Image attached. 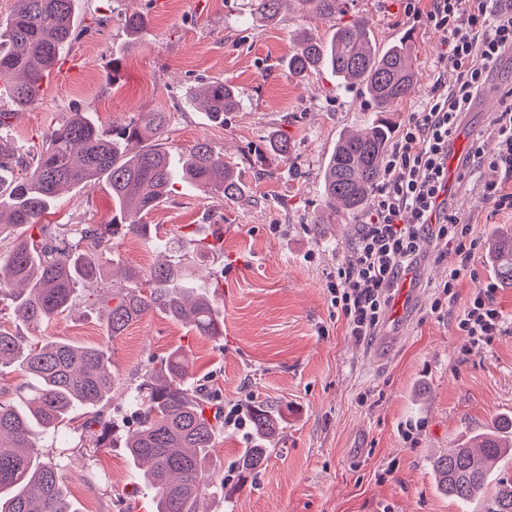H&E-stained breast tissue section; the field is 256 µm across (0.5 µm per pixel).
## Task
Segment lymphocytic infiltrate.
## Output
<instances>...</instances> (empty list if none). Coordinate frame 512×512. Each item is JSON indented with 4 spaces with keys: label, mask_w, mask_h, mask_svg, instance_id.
<instances>
[{
    "label": "lymphocytic infiltrate",
    "mask_w": 512,
    "mask_h": 512,
    "mask_svg": "<svg viewBox=\"0 0 512 512\" xmlns=\"http://www.w3.org/2000/svg\"><path fill=\"white\" fill-rule=\"evenodd\" d=\"M424 16L443 37L437 68L456 72V82L436 81L420 111L399 125L351 254L326 281L337 315L360 339L378 331L404 273L419 260L422 237L454 251L456 262L448 269L443 294H450L462 274L477 272L481 241L448 201V161L459 126L492 68L512 54V0H431ZM492 126L496 152L485 156L479 143H472V165L501 172L500 181L484 185L483 197L495 211L512 212V103L496 114ZM494 291L491 285L478 286L459 319L458 329L469 344L490 342L512 327L494 305Z\"/></svg>",
    "instance_id": "f902f5d3"
}]
</instances>
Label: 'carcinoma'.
<instances>
[{
  "label": "carcinoma",
  "mask_w": 512,
  "mask_h": 512,
  "mask_svg": "<svg viewBox=\"0 0 512 512\" xmlns=\"http://www.w3.org/2000/svg\"><path fill=\"white\" fill-rule=\"evenodd\" d=\"M287 1L303 15L332 23L325 42L313 35L288 53V74L304 77L329 69L340 84L367 94L373 109L388 114L412 92L413 56L400 42L378 49L369 21L357 18L340 24L345 0H251L254 14L272 21ZM75 0H15L11 14L0 20V99L14 107L36 103L44 78L75 40ZM149 24L144 13L124 18L132 36ZM238 100L227 81L207 84L201 110L210 121L224 123ZM12 113L0 110V198L9 202L8 217L0 212V302L16 321L41 326L66 311L80 288L92 289V304L105 316L109 335L116 338L154 310L191 326L200 336L223 335L213 304L196 291L194 268L221 254L222 243L188 248L185 238L157 237L156 227L137 216L154 210L178 187L217 192L238 200L242 184L224 166L210 143L197 140L182 151L185 159L143 142L160 137L168 123L165 112H141L111 135L91 116L72 112L39 143L17 145L8 139ZM392 126L373 121L363 131L341 135L323 173V201L333 211H361L375 189L387 153ZM104 181L113 203L112 223L68 226L63 235L48 228L42 217L66 187ZM25 234L14 235L18 228ZM133 236L170 253V259L144 275L124 270L123 283H102L101 269L109 241ZM494 276L512 287V233L493 234L488 251ZM111 356L103 347L76 346L47 337L26 343L20 334L0 328V371L10 368L25 377L15 401H0V512H75L63 488L59 464L40 452L52 433L68 438L73 415L82 411L79 441L100 444L114 420L104 404L114 387ZM119 415L137 418L124 446L133 462L144 467L142 480L155 489L152 512H203L207 492H224L207 458L216 432L224 427L223 401L204 393L189 373L185 355L175 350L145 369L130 389ZM278 417L258 403L248 413L250 446L239 461L243 485L264 465L265 441L275 433ZM512 418L501 419L433 461L440 488L468 503L484 499V512H512V482L493 484L491 467L512 450Z\"/></svg>",
  "instance_id": "obj_1"
}]
</instances>
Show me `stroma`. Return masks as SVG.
Returning a JSON list of instances; mask_svg holds the SVG:
<instances>
[{
    "instance_id": "35a3bbf8",
    "label": "stroma",
    "mask_w": 512,
    "mask_h": 512,
    "mask_svg": "<svg viewBox=\"0 0 512 512\" xmlns=\"http://www.w3.org/2000/svg\"><path fill=\"white\" fill-rule=\"evenodd\" d=\"M141 12L150 23L129 43L125 15ZM367 18L377 46L403 41L413 52L414 89L392 109L402 124L431 95L442 37L424 20L408 16L403 0H346V20ZM81 35L62 57L34 105L13 120L14 142H41L74 111L89 113L101 131L122 127L141 112H165L159 139L178 152L208 140L236 172L246 194L228 201L213 193L183 191L164 200L144 221L161 235L195 230L212 241L210 227L224 225V253L198 269L206 293L224 319V335L201 337L158 311L122 336L77 295L71 310L40 327L19 324L9 309L0 326L24 336H53L78 345L105 346L117 380L108 407L124 405L151 363L182 348L193 376L225 404L263 402L279 412V434L267 462L226 499L212 495L206 512H480L442 495L432 467L435 455L512 416V328L490 343L466 348L457 328L471 293L492 282L487 260L479 277L462 276L440 312L431 305L448 278L453 254L433 240L420 243L412 270L416 298L400 322L384 321L378 336H350L326 292V279L348 254L363 215L334 214L322 202V170L339 136L375 117L367 97L337 85L327 70L303 79L284 60L300 31L328 38L329 23L284 10L271 22L251 16V0H79ZM122 58L113 70V58ZM229 81L238 109L223 123L192 106L207 82ZM487 103H474L458 131L455 173L448 199L476 235L489 240L512 214L492 213L484 183L499 172L469 173L472 142L485 153L496 143L489 123L512 94V58L502 57L488 78ZM287 136L289 155L272 151ZM112 201L105 185L63 190L47 224H105ZM384 335L397 336L392 356L374 354ZM412 428V440L402 432ZM250 441L224 428L211 462L218 477L235 479ZM44 456L58 461L76 512H151L152 489L141 483L126 449L75 448L44 440Z\"/></svg>"
}]
</instances>
